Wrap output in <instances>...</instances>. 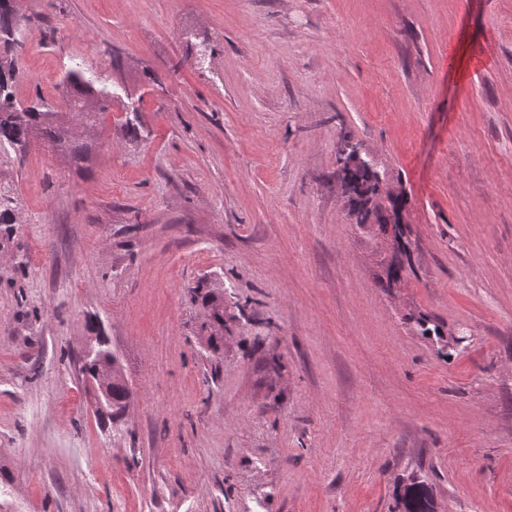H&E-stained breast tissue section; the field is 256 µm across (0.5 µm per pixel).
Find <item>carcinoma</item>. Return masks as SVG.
Masks as SVG:
<instances>
[{"instance_id":"cac0c4a2","label":"carcinoma","mask_w":512,"mask_h":512,"mask_svg":"<svg viewBox=\"0 0 512 512\" xmlns=\"http://www.w3.org/2000/svg\"><path fill=\"white\" fill-rule=\"evenodd\" d=\"M18 0H0V146L9 145L23 154L33 138H42L54 149L65 154L69 161L79 166L91 152V145L77 139L73 125L80 121L93 125L97 116L112 111V105L121 97L109 89V76L105 71H93L77 62L66 71L65 89L68 111L59 112L47 104L21 103L15 95V87L22 73L21 52L24 47L21 20L18 19ZM349 188V202L359 224H379L392 227L397 252L406 251L402 243L404 235L400 214L404 200L398 197H380V175L371 165L359 166L345 172ZM14 199L0 194V224H14ZM194 297L201 300L202 307L209 312L213 325L224 327V312L214 290L205 293L201 288L191 289ZM112 359V366L122 370L117 355L111 354L107 341L100 342L98 353L90 364L82 367L86 374L92 373L97 363ZM127 387L120 382L112 384L110 403L112 424L122 419L123 401L127 398ZM406 512H433L432 500L426 485L413 480L405 494Z\"/></svg>"}]
</instances>
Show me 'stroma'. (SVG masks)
I'll return each mask as SVG.
<instances>
[{
	"label": "stroma",
	"instance_id": "35a3bbf8",
	"mask_svg": "<svg viewBox=\"0 0 512 512\" xmlns=\"http://www.w3.org/2000/svg\"><path fill=\"white\" fill-rule=\"evenodd\" d=\"M19 8L21 103L65 109L72 61L114 52L140 122L101 113L80 169L0 150V512H405L415 477L434 512H512V0ZM346 139L406 200L398 283L392 232L336 190ZM209 289V291L202 294V289L198 286L191 288V292L195 299L201 300L202 307L209 312L210 317L213 319V325L224 328V312L221 311L219 297L215 295L214 289Z\"/></svg>",
	"mask_w": 512,
	"mask_h": 512
}]
</instances>
